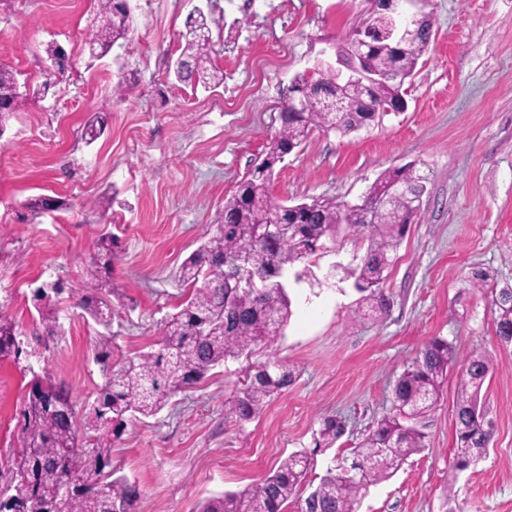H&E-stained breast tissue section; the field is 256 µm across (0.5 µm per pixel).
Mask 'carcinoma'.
Listing matches in <instances>:
<instances>
[{
  "label": "carcinoma",
  "instance_id": "1",
  "mask_svg": "<svg viewBox=\"0 0 512 512\" xmlns=\"http://www.w3.org/2000/svg\"><path fill=\"white\" fill-rule=\"evenodd\" d=\"M102 23L91 33L90 46L109 51L130 27L123 0H97ZM180 60L174 72L179 83L219 85L224 73L211 65L210 41L187 30L180 35ZM428 45L418 40L398 55L376 52L371 65L386 74L373 92L355 84L336 87L328 79L296 85L307 92V111L280 113V127L268 140L262 162L224 200L217 233L182 263L178 280L191 289L190 297L160 322L157 348L115 364L92 401L86 421L91 431L79 439L76 405L64 386L49 377L34 376L20 411L23 448L8 472L0 471V512H137L140 491L124 476H114L112 442L121 438L127 418L136 413L157 414L176 393L203 379L229 359L246 355L252 346L272 343L292 316L284 281L297 265L336 240L343 230L368 231L370 244L356 270L361 293L356 314L381 320L390 310L383 284L396 260L402 239L417 214L425 177L411 168L381 176L359 204L317 199L308 210L291 211L274 200L268 183L274 166L298 148L315 129L352 133L373 121V107L394 104L403 97L401 72L410 76ZM13 70L0 66V135L22 99ZM336 97L340 112L328 111L326 94ZM402 184L409 192L389 206L375 201ZM63 202L39 197L25 204L31 218L56 210ZM287 223L278 237L264 234L275 219ZM96 256L86 269V294L80 306L98 324L109 326L114 314L112 283L103 275L112 262L114 237L101 234ZM495 333L503 346L512 345V287H489ZM60 281L44 282L33 292L43 331L58 333L55 304ZM15 325L0 319V358H19ZM455 349L447 339L425 343L393 388L392 412L377 421L358 443L347 465L328 473L300 502V512H358L363 491L396 473L413 454L426 447L425 433L415 420L440 399L448 372L455 366ZM493 369L486 353L472 355L458 381L454 410L455 446L448 469V489L458 474L489 448L494 429L480 406V393ZM296 380L294 370L266 362L249 370L233 398L232 411L240 422L260 416L275 396ZM344 435V425L324 419L315 446L331 448ZM311 457L294 453L251 488L208 499L198 512H284L299 492Z\"/></svg>",
  "mask_w": 512,
  "mask_h": 512
}]
</instances>
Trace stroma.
Here are the masks:
<instances>
[{
	"mask_svg": "<svg viewBox=\"0 0 512 512\" xmlns=\"http://www.w3.org/2000/svg\"><path fill=\"white\" fill-rule=\"evenodd\" d=\"M123 45L92 56L95 0H0V65L26 83L23 105L0 137V317L15 323L23 354L0 359V467L22 444L18 415L33 375L62 383L79 408L105 381L95 358L101 335L112 359L150 350L156 324L187 296L175 273L216 232L224 200L264 156L280 125L282 94L335 47L367 11V0H130ZM223 19L212 29L224 82L207 89L169 77L179 34L195 8ZM432 42L403 85L407 107L342 136L313 131L277 164L271 196L293 205L318 198L361 203L386 171L414 166L423 205L384 284L381 321L357 317L353 275L367 233L341 232L289 282L294 314L278 340L211 370L156 415L131 417L112 445V467L135 481L141 512H196L207 497L239 492L295 452L314 454L311 491L351 458L392 408V388L432 337L458 361L492 356L482 399L494 439L476 465L448 481L459 369L419 426L426 447L392 477L370 486L358 512H512V346H501L491 295L473 270L512 285V0H428ZM71 56L65 75L45 70V48ZM128 90L112 95L117 81ZM106 127L91 144L88 121ZM113 197L108 214L95 201ZM48 195L65 209L22 220L25 200ZM117 237L110 269V327L81 308L85 269L100 234ZM63 280L57 336H42L32 290ZM276 361L296 380L250 422L230 400L248 369ZM346 434L316 449L322 420Z\"/></svg>",
	"mask_w": 512,
	"mask_h": 512,
	"instance_id": "35a3bbf8",
	"label": "stroma"
}]
</instances>
